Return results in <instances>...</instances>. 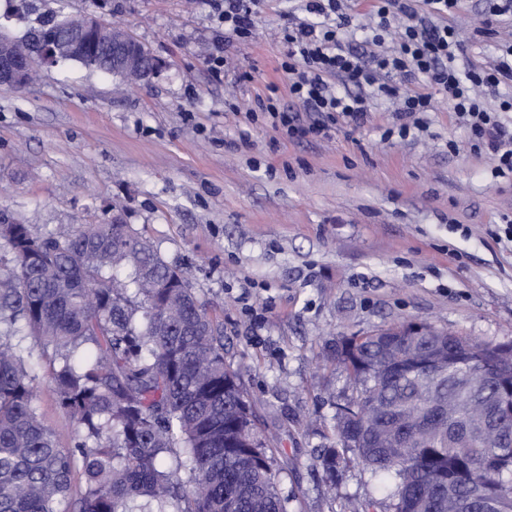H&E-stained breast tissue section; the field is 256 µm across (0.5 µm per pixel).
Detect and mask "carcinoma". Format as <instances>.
Listing matches in <instances>:
<instances>
[{"label":"carcinoma","mask_w":512,"mask_h":512,"mask_svg":"<svg viewBox=\"0 0 512 512\" xmlns=\"http://www.w3.org/2000/svg\"><path fill=\"white\" fill-rule=\"evenodd\" d=\"M67 21L53 14L0 41L33 61ZM58 62L112 73L93 35ZM1 240L11 259L0 257V512H287L283 467L256 439L244 383L224 364L223 326L183 269L124 223L43 235L1 224ZM422 327L429 335L400 336L401 324L336 344L358 387L336 414L324 471L348 460L370 470L377 492L362 512H449L450 478L459 496L477 486L495 512H512V437L476 447L440 411L481 421L485 395L512 384V345ZM30 335L78 426L68 448L38 414L40 376L20 348ZM435 339L448 351L442 371L400 367Z\"/></svg>","instance_id":"obj_1"}]
</instances>
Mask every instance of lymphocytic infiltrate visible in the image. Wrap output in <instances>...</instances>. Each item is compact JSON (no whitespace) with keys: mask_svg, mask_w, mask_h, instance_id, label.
<instances>
[{"mask_svg":"<svg viewBox=\"0 0 512 512\" xmlns=\"http://www.w3.org/2000/svg\"><path fill=\"white\" fill-rule=\"evenodd\" d=\"M302 18L282 30L281 62L291 106L276 93L257 97L249 116L268 114L274 129L291 141L328 138L332 125H363L373 100L397 99L393 130L406 138L427 127L436 98L469 131L474 150L489 154L495 176H512V95L489 105L484 90L512 85V44L489 67L470 62L469 45L484 42L500 19H512V0H489L482 27L463 40L448 23L458 0H375L368 39L360 57L350 47L355 16L343 0H302ZM264 0H224V28L238 40L251 38ZM396 45L385 49L387 36Z\"/></svg>","mask_w":512,"mask_h":512,"instance_id":"1","label":"lymphocytic infiltrate"}]
</instances>
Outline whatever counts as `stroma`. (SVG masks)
Masks as SVG:
<instances>
[{
  "label": "stroma",
  "mask_w": 512,
  "mask_h": 512,
  "mask_svg": "<svg viewBox=\"0 0 512 512\" xmlns=\"http://www.w3.org/2000/svg\"><path fill=\"white\" fill-rule=\"evenodd\" d=\"M300 5L268 0L253 37L237 41L224 36V0H109L102 17L159 59L157 75L127 87L67 63L0 89V207L40 234L118 213L186 268L277 446L287 512H359L369 471L351 461L331 480L318 457L356 395L334 349L408 321L512 342V178L493 176L444 101L405 139L383 136L387 100L321 140L292 142L236 115L269 87L287 97L278 31ZM91 7L0 0V34ZM37 407L71 446L77 426L49 380Z\"/></svg>",
  "instance_id": "stroma-1"
}]
</instances>
